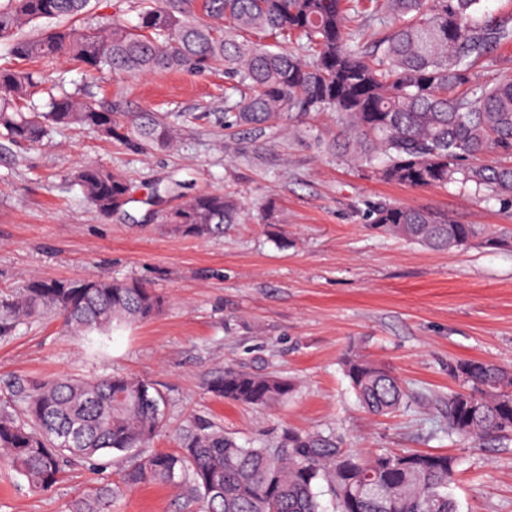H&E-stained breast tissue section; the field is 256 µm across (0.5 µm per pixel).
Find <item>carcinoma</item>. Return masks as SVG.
Masks as SVG:
<instances>
[{
  "label": "carcinoma",
  "mask_w": 512,
  "mask_h": 512,
  "mask_svg": "<svg viewBox=\"0 0 512 512\" xmlns=\"http://www.w3.org/2000/svg\"><path fill=\"white\" fill-rule=\"evenodd\" d=\"M90 0H11L0 10V40L12 42L20 61L63 57L86 72L137 75L224 68L240 96L229 125L261 129L285 117L333 112L341 126L338 146L355 164L384 180L416 189L458 185L512 210V77L476 81L474 68L493 61L512 42V14L493 16L482 0H153L136 28L114 18L102 29L65 27L87 12ZM383 23L370 46L360 43L354 19ZM55 25L33 36L37 21ZM263 32L283 47L272 51L245 38ZM40 83L38 72L0 67V137L37 144L59 127L82 126L103 137L165 147L173 127L155 112L120 120L93 96L53 97L42 111L14 106ZM74 181L104 216L132 201L127 179L85 164ZM240 204L212 191L192 197L162 216L183 236L224 233L239 221ZM371 226L432 251L462 249L478 241L512 246V227L462 224L449 211L382 204ZM163 297L139 282L98 279L35 280L10 306L0 332L41 310L54 311L83 335L124 322L147 321ZM344 372L359 405L386 416L408 405L405 383L392 369L360 357ZM459 389L448 394L447 432L478 444L512 440V371L498 364L448 361ZM226 402L265 407L287 399L295 383L276 373L233 366L208 379ZM20 413L0 403V461L28 485L48 492L68 466L95 465L102 456L126 459L116 483L76 497L69 512H109L121 488L176 484L205 512H461L452 494L456 458L402 450L364 457L331 433L288 428L281 446H245L207 424L192 426L179 448L142 458L165 425L163 398L129 375L84 379L63 375L21 390Z\"/></svg>",
  "instance_id": "1"
}]
</instances>
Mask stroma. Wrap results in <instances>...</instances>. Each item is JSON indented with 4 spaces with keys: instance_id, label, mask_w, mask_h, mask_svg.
Wrapping results in <instances>:
<instances>
[{
    "instance_id": "35a3bbf8",
    "label": "stroma",
    "mask_w": 512,
    "mask_h": 512,
    "mask_svg": "<svg viewBox=\"0 0 512 512\" xmlns=\"http://www.w3.org/2000/svg\"><path fill=\"white\" fill-rule=\"evenodd\" d=\"M140 0H91L83 24L138 22ZM49 93L90 91L121 111L166 115L169 149H132L90 127L55 130L37 145L0 139V323L31 280H137L164 295L151 320L76 335L49 311L0 334V400L72 374L136 375L163 395L166 425L152 447L177 448L207 421L242 444L276 447L283 429L341 435L372 455L414 449L460 460L461 512H512V444L448 437L449 359L512 367V247L434 252L371 229L378 202L454 212L465 224H512V211L457 187L414 189L381 181L331 149L333 117L313 114L262 131L228 128L223 71L87 75L66 59L42 64ZM83 162L121 172L133 202L102 216L74 184ZM238 199L223 236L185 237L162 224L170 208L205 191ZM390 367L410 389L407 408L375 417L358 404L341 362L349 353ZM233 364L296 382L285 401L253 408L214 398L211 373ZM119 459L99 472L74 466L49 493L0 463V512H68L80 493L118 481ZM110 512H203L165 484L123 491Z\"/></svg>"
}]
</instances>
